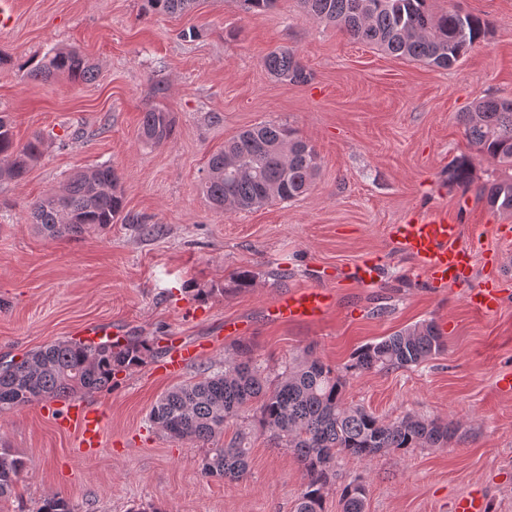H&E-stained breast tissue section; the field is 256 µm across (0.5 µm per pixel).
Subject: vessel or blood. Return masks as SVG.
I'll return each instance as SVG.
<instances>
[{"label": "vessel or blood", "mask_w": 512, "mask_h": 512, "mask_svg": "<svg viewBox=\"0 0 512 512\" xmlns=\"http://www.w3.org/2000/svg\"><path fill=\"white\" fill-rule=\"evenodd\" d=\"M396 247L418 264L419 274L437 288L465 286L468 304L483 313H493L501 305L499 288L491 281L476 288L467 287L473 255L463 241L461 227L437 212L419 215L405 224L390 228ZM381 265L374 260L353 263L348 269L349 280L357 285L371 286L378 282ZM333 297L325 289L309 288L281 295L269 307L270 315L286 323L316 322L331 308ZM203 353L194 343L181 342L172 346L158 366L160 372L182 374ZM48 414L59 427L74 431L80 447L94 451L103 446V416L85 402H62L49 406Z\"/></svg>", "instance_id": "1"}]
</instances>
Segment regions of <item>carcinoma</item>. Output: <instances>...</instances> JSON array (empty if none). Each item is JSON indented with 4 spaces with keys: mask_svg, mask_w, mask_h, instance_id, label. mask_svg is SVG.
Segmentation results:
<instances>
[{
    "mask_svg": "<svg viewBox=\"0 0 512 512\" xmlns=\"http://www.w3.org/2000/svg\"><path fill=\"white\" fill-rule=\"evenodd\" d=\"M243 9L263 14L278 0H239ZM195 0H143L142 11L170 15L192 8ZM308 15L331 24L349 37L376 46L395 57L448 68L486 34L477 15L451 8L436 13L431 0H300ZM277 79L303 83L307 74L295 52L286 46L263 60ZM64 76L72 83H91L98 66L75 49L56 48L26 63V77L43 80ZM458 121L477 156L512 168V100L488 97L476 102ZM172 113L150 107L142 113L139 135L155 145L173 135ZM42 140L24 145L14 139L11 123L0 115V181H21L41 156ZM472 159L462 156L448 168V180L466 184ZM320 168L314 146L296 129L261 123L239 132L208 160L203 193L220 210L253 211L306 195ZM482 196L499 214L512 215V177L483 187ZM123 190L110 165L76 172L58 191L33 202L32 223L48 238L78 236L104 228L123 211ZM434 320L408 325L353 354L349 370L384 371L417 366L444 349ZM158 350L140 336L122 344L101 341H57L30 351L19 361H0V414L50 399H69L81 391L112 384L118 374L144 366ZM346 378L307 350L264 373L250 346L239 344L224 360V370L177 385L155 403L149 421L166 437L203 446L239 426L229 443L210 448L199 464L205 478L240 480L248 470L247 429L255 422L272 431L291 450L304 471L305 482L296 512H324L325 499L336 485L339 458L370 459L389 450L443 448L457 433L451 420L410 413L383 421L343 398ZM25 461L0 449V502L11 498ZM366 488L361 480L346 484L341 512H365ZM37 512H74L57 495L42 500Z\"/></svg>",
    "mask_w": 512,
    "mask_h": 512,
    "instance_id": "carcinoma-1",
    "label": "carcinoma"
}]
</instances>
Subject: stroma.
I'll return each mask as SVG.
<instances>
[{"label":"stroma","instance_id":"1","mask_svg":"<svg viewBox=\"0 0 512 512\" xmlns=\"http://www.w3.org/2000/svg\"><path fill=\"white\" fill-rule=\"evenodd\" d=\"M488 32L447 69L387 55L313 20L298 0L248 14L238 0H198L189 12L147 15L142 0H8L0 28V113L17 143L42 135V156L19 182L0 181V359L76 339L91 324L166 344L182 336L207 348L180 376L145 365L111 388L83 394L103 414L107 449L80 448L36 403L0 416V449L27 465L0 512H37L57 494L74 512H295L304 482L296 459L254 428L239 481L199 472L204 450L165 437L148 421L170 388L223 369L235 341L275 368L306 349L344 370L362 345L423 319L443 330L446 350L416 367L350 375L346 402L389 421L411 412L458 423L445 448L342 459L338 482L366 485V512H454L458 497L512 512V218L493 213L483 186L507 170L475 160L468 187L448 182L449 163L472 150L457 117L478 99H512V0L453 2ZM198 29V38L186 32ZM99 65L97 79L31 80L23 65L55 47ZM295 50L307 73L293 84L262 64ZM175 118L164 145L145 143L146 108ZM298 129L320 172L298 200L251 212L213 208L202 191L209 156L262 122ZM112 165L122 177L124 218L82 235L46 238L34 201L77 170ZM442 212L474 247L471 284L496 276L502 304L482 315L462 289L435 288L401 253L389 227ZM367 256L382 260L380 285L343 280ZM253 276L238 287L237 272ZM324 286L333 307L315 323L280 324L271 301Z\"/></svg>","mask_w":512,"mask_h":512}]
</instances>
